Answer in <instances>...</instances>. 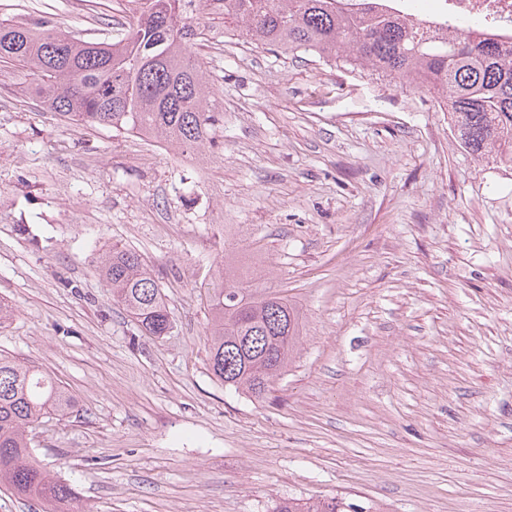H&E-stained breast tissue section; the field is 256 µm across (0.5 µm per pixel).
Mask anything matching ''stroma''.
<instances>
[{
    "mask_svg": "<svg viewBox=\"0 0 512 512\" xmlns=\"http://www.w3.org/2000/svg\"><path fill=\"white\" fill-rule=\"evenodd\" d=\"M85 38L117 0H0ZM198 56L224 144L188 155L44 110L0 70V354L74 398L32 445L80 512H512V165L458 145L426 91L243 37ZM149 265L173 329L112 301L96 260ZM301 328L264 399L207 361L203 282L225 255ZM359 506L347 503L343 498L322 497L303 502L298 499L281 500L272 512H364Z\"/></svg>",
    "mask_w": 512,
    "mask_h": 512,
    "instance_id": "1",
    "label": "stroma"
}]
</instances>
